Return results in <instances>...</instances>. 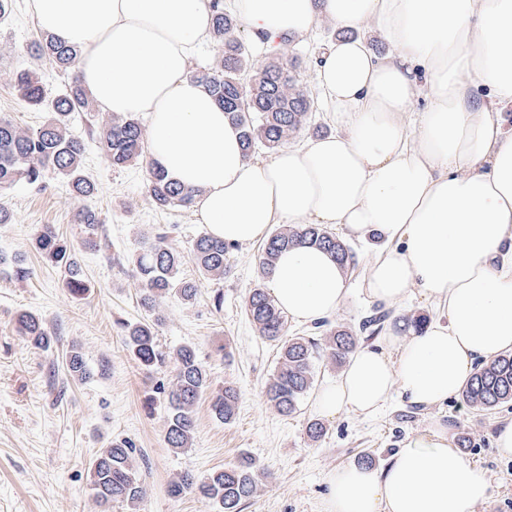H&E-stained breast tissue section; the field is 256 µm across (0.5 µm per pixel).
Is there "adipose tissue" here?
<instances>
[{
  "instance_id": "adipose-tissue-1",
  "label": "adipose tissue",
  "mask_w": 512,
  "mask_h": 512,
  "mask_svg": "<svg viewBox=\"0 0 512 512\" xmlns=\"http://www.w3.org/2000/svg\"><path fill=\"white\" fill-rule=\"evenodd\" d=\"M41 31L79 50L81 85L106 111L149 121L152 161L191 189L209 234L227 244L274 224H336L374 239L367 293L391 304L416 288L444 320L391 322L380 349L355 352L320 393L329 414L379 416L394 401L430 408L462 389L473 362L512 350V0H234L262 46L331 20L316 80L336 132L266 160L187 75L209 36L212 0H29ZM373 21L394 45L380 58L358 32ZM419 131L403 123L419 95ZM298 323L336 312L346 276L324 249L282 251L269 275ZM326 512H475L491 496L481 466L432 431L385 467L328 477Z\"/></svg>"
}]
</instances>
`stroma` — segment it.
I'll use <instances>...</instances> for the list:
<instances>
[{
  "instance_id": "obj_1",
  "label": "stroma",
  "mask_w": 512,
  "mask_h": 512,
  "mask_svg": "<svg viewBox=\"0 0 512 512\" xmlns=\"http://www.w3.org/2000/svg\"><path fill=\"white\" fill-rule=\"evenodd\" d=\"M333 30L332 22L323 19L291 40L315 110L306 129L288 139V147L336 129L314 63ZM39 33L28 0H15L13 14L0 24V115L24 129L41 126L50 111L20 102L13 74L37 72L52 96L63 85L49 61L30 49ZM71 129L86 139L83 166L96 185L94 196H77L51 171L42 184L21 183L12 189L7 198L12 221L0 224V512H101L89 468L93 456L115 440L134 443L145 494L133 505L113 504L111 512H216L213 502L195 494L171 496L169 484L187 472L206 477L243 456L255 461L260 482L242 512H323L331 472L359 463L367 452L374 467H384L397 449L438 426L447 431L461 459L482 466L491 478L492 495L476 512H512V456L502 455L494 442L498 426L512 420V405L487 412L461 404L454 395L429 409L397 401L374 419L345 413L323 418L316 408L317 392L342 371L323 352L314 363L313 389L293 415H281L267 402L265 387L277 370L278 350L259 335L244 308L250 288L262 278L259 241L232 247L224 279L200 281L195 301L170 295L158 303L161 348L173 353L192 345L214 386L229 384L239 392L231 423L217 419L210 397H202L195 408L192 447L177 452L168 448L165 404L159 400L146 408L144 394L169 383L173 368L141 369L123 344L119 324L147 317L141 288L132 276V257L141 237L170 228V243L185 252L206 227L195 209L162 211L151 204L145 190L147 158L112 168L88 136L85 113H72ZM87 208L98 211L102 220V247L85 243L77 216ZM47 226L75 247L91 285L83 297H72L64 286L63 269L36 251L34 238ZM349 245L356 261L346 273L350 294L328 318L343 327L355 326L374 304L364 278L377 247L355 239ZM16 259L29 271L25 280L9 274ZM22 310L42 318L55 339L51 349L34 348L21 335L15 316ZM74 346L83 355L87 379L68 372L66 354ZM316 418L322 419L326 434L314 442L306 427ZM463 436L469 447H459Z\"/></svg>"
}]
</instances>
